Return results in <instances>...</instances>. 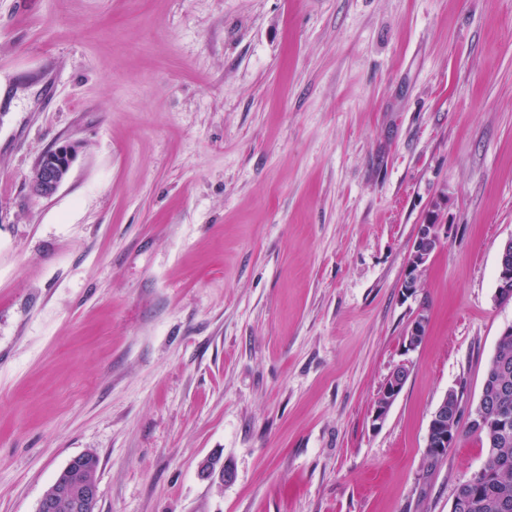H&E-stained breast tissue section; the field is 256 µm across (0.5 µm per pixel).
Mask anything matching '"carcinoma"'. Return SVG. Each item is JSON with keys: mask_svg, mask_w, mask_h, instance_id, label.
I'll return each mask as SVG.
<instances>
[{"mask_svg": "<svg viewBox=\"0 0 512 512\" xmlns=\"http://www.w3.org/2000/svg\"><path fill=\"white\" fill-rule=\"evenodd\" d=\"M480 400L486 404L490 420L503 409L512 412V335L499 339L485 371ZM468 430L487 448L482 469L490 477L479 487L463 483L458 486L457 493L464 496L465 512H503L504 502L512 503V433L503 438L472 424Z\"/></svg>", "mask_w": 512, "mask_h": 512, "instance_id": "carcinoma-1", "label": "carcinoma"}]
</instances>
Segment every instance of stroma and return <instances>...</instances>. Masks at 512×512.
I'll use <instances>...</instances> for the list:
<instances>
[{
	"label": "stroma",
	"mask_w": 512,
	"mask_h": 512,
	"mask_svg": "<svg viewBox=\"0 0 512 512\" xmlns=\"http://www.w3.org/2000/svg\"><path fill=\"white\" fill-rule=\"evenodd\" d=\"M511 238L512 0H0V512L87 451L98 512H450ZM75 149L60 145L46 151L39 159L33 190L42 197L53 195L65 180L73 160ZM447 234L446 224H441L438 215H433L423 224H418L413 240L405 279L402 284L406 296H412L420 288V277L430 259L442 243V230ZM500 260L497 267L496 298L512 295V238L500 248ZM410 374L407 364H401L387 377L381 393L378 395L372 414L373 426H379L385 420L390 406L394 403L406 384ZM458 403L460 405L459 397ZM459 405L455 398V392L451 390L432 412L424 456L429 459H436L432 461L425 459L427 469L435 468L442 461L443 456L448 454V448L453 446L455 435L448 431V424L450 421L454 422L461 417V406L459 407ZM434 431H436V434Z\"/></svg>",
	"instance_id": "obj_1"
}]
</instances>
